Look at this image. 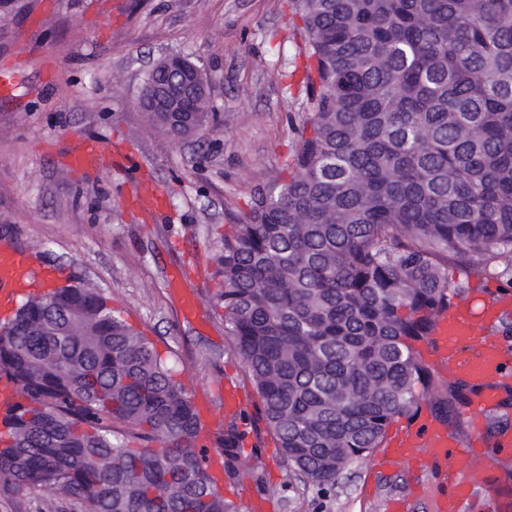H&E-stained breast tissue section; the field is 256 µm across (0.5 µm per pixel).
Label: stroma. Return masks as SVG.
Segmentation results:
<instances>
[{
  "label": "stroma",
  "mask_w": 512,
  "mask_h": 512,
  "mask_svg": "<svg viewBox=\"0 0 512 512\" xmlns=\"http://www.w3.org/2000/svg\"><path fill=\"white\" fill-rule=\"evenodd\" d=\"M291 0H0V68L30 78L24 102L0 98V241L98 289L114 311L171 351L193 399L224 424V384L258 397L224 330L214 273L225 225L279 182L309 115L307 62ZM179 53L211 78V129L181 141L138 106L144 82ZM131 145L165 189L166 214L128 208L124 171L78 177L59 157L74 137ZM198 303L185 319L169 282ZM236 486L241 512H435L434 471H390L368 456L334 487L307 483L268 433L249 435ZM484 474L465 512H512V452L482 441Z\"/></svg>",
  "instance_id": "obj_1"
}]
</instances>
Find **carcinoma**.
I'll use <instances>...</instances> for the list:
<instances>
[{
    "label": "carcinoma",
    "mask_w": 512,
    "mask_h": 512,
    "mask_svg": "<svg viewBox=\"0 0 512 512\" xmlns=\"http://www.w3.org/2000/svg\"><path fill=\"white\" fill-rule=\"evenodd\" d=\"M293 3L310 116L287 178L225 225L216 276L258 418L307 482L332 487L423 400L463 431L472 386L418 345L465 296L449 270L512 252V0ZM180 71H151L143 94ZM148 116L176 140L209 122ZM2 379L0 498L240 512L171 358L83 282L0 319ZM247 436L232 420L214 441L231 484Z\"/></svg>",
    "instance_id": "obj_1"
}]
</instances>
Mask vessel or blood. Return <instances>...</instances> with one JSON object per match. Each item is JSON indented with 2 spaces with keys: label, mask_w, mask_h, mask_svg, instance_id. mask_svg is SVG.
<instances>
[{
  "label": "vessel or blood",
  "mask_w": 512,
  "mask_h": 512,
  "mask_svg": "<svg viewBox=\"0 0 512 512\" xmlns=\"http://www.w3.org/2000/svg\"><path fill=\"white\" fill-rule=\"evenodd\" d=\"M65 163L75 175H87L102 168L134 169L137 157L127 149L111 148L102 142L75 138L65 155ZM131 201L154 211H162L164 192L134 180L129 195ZM56 270L40 265L33 257L10 244L0 243V309L12 306L17 295L34 284L57 282ZM512 310V298L489 295L479 305L454 307L440 315L431 335V344L424 356L437 368L467 381L476 389L472 397L474 408L497 404L504 383L512 381V355L508 354L484 330L502 315ZM474 449L461 445L443 424L421 411L416 424L401 427L393 444L378 450L379 465L392 467L403 461H417L439 475L440 505L459 508L470 495L477 474L469 463Z\"/></svg>",
  "instance_id": "b4317fda"
}]
</instances>
